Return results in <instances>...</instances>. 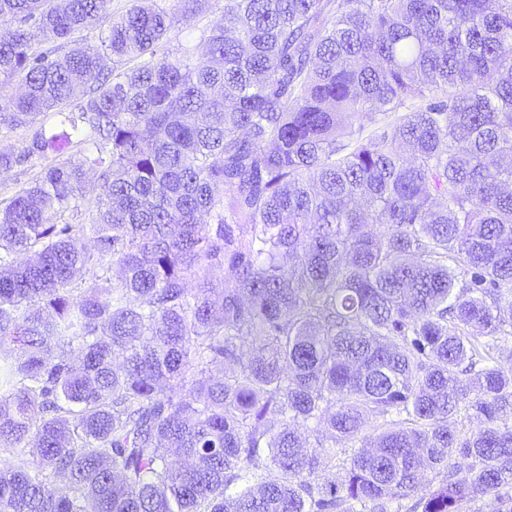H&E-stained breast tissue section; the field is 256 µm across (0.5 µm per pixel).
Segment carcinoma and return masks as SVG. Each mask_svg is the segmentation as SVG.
Listing matches in <instances>:
<instances>
[{"mask_svg": "<svg viewBox=\"0 0 512 512\" xmlns=\"http://www.w3.org/2000/svg\"><path fill=\"white\" fill-rule=\"evenodd\" d=\"M107 2L0 0V512H512V0ZM224 14V0H209L204 11L190 21H180L170 33L169 48L175 52L180 45L193 46L198 43L201 30ZM39 167L29 169L20 174L19 171H11L0 175V201L6 202L26 182L31 181L39 172Z\"/></svg>", "mask_w": 512, "mask_h": 512, "instance_id": "cac0c4a2", "label": "carcinoma"}]
</instances>
